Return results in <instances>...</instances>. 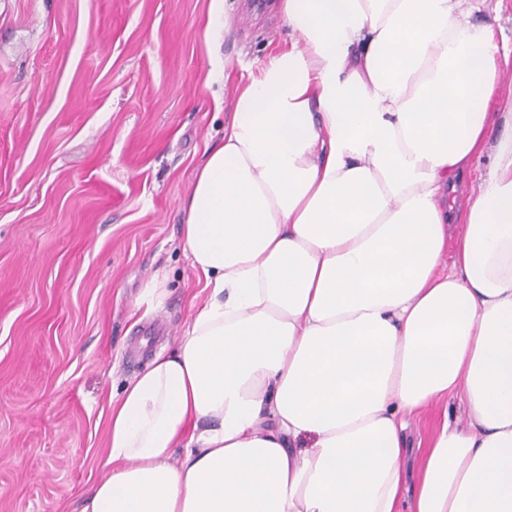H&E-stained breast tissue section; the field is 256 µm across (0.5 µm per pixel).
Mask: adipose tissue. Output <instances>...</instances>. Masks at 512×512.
<instances>
[{
	"label": "adipose tissue",
	"mask_w": 512,
	"mask_h": 512,
	"mask_svg": "<svg viewBox=\"0 0 512 512\" xmlns=\"http://www.w3.org/2000/svg\"><path fill=\"white\" fill-rule=\"evenodd\" d=\"M483 2L282 0L300 43L184 205L208 299L112 402L81 512H512V50ZM453 399L404 502L409 422ZM487 167H488V164H487L486 157L476 161L473 165L472 171L469 172V174H467L464 177V180H463L464 183L462 185L466 186V191L462 192V193L459 192L454 196L448 197V206H451L454 211H458V212L465 210L467 205L466 206L465 205L458 206L456 202L458 200H465L466 195H467V201H468V198L472 192V189L475 186V176L478 174V172L485 171L487 169Z\"/></svg>",
	"instance_id": "ef3b65f1"
}]
</instances>
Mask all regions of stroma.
<instances>
[{
	"instance_id": "obj_1",
	"label": "stroma",
	"mask_w": 512,
	"mask_h": 512,
	"mask_svg": "<svg viewBox=\"0 0 512 512\" xmlns=\"http://www.w3.org/2000/svg\"><path fill=\"white\" fill-rule=\"evenodd\" d=\"M223 2L213 35V0H0V512H80L110 399L207 299L184 201L238 94L295 41L281 0ZM460 411L410 422L408 486Z\"/></svg>"
}]
</instances>
